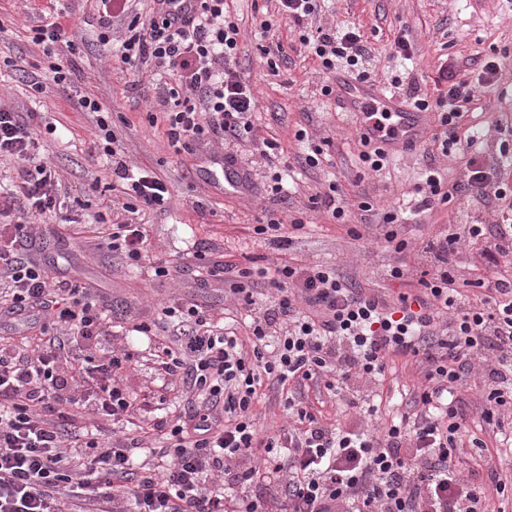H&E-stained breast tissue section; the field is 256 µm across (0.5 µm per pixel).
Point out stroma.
Listing matches in <instances>:
<instances>
[{"instance_id":"obj_1","label":"stroma","mask_w":512,"mask_h":512,"mask_svg":"<svg viewBox=\"0 0 512 512\" xmlns=\"http://www.w3.org/2000/svg\"><path fill=\"white\" fill-rule=\"evenodd\" d=\"M240 29L236 67L256 91L253 130L235 145L215 140L196 154L175 153L165 128L150 120L152 76L140 74L114 61V48L100 44V14L95 0H0V106L22 113L40 138V156L55 171L63 190L58 215L37 220L35 244L28 256L46 263L50 277L88 284L107 313L110 324L104 345L131 354L123 383L135 397L143 420L153 421L161 411L181 409L188 395L182 387H169V378L155 362L153 341L176 334L174 323L163 319L165 307L192 300L205 304L215 325L242 328L241 295L232 281L210 276L193 258L194 250H208L209 261L239 267H272L281 263L323 265L336 271L350 288L398 297L417 291L421 271L431 258L428 241L446 230L463 232L465 225L494 226L501 220L496 201L460 193L447 204L416 211V188L428 166L439 167L449 183L462 181L468 154H438L432 137L440 127L430 120L420 142L390 156L380 172L364 168L360 115L340 108L321 88L331 83L299 44L300 29L274 17L272 0H227ZM272 20V39L261 36L262 20ZM57 21L73 33L74 47L62 64L68 72L63 88L38 93L33 87L50 63L41 46L31 41V29ZM323 27L358 28L370 52L369 80L387 94L405 97L409 87L434 93L442 63L466 64L476 56L493 57L501 79L482 89L465 116L481 138L482 158L512 156V5L507 0H323L316 18ZM413 46L412 60L394 57L391 47L398 36ZM279 40L282 56L269 59L262 49ZM96 99L102 113L85 111L82 97ZM106 118L124 152L127 165L154 173L164 180L171 201L167 210L144 211L139 217L146 234V257L131 267L107 247L115 205L125 202L124 187L112 174V164L92 160L99 118ZM306 140H297L298 130ZM276 142L275 150L261 154L260 139ZM324 149L322 163H305L312 147ZM233 152L247 173V188L223 193L224 172L211 155ZM290 175V191L269 194L267 177L273 172ZM336 188L338 196L367 195L374 209L350 207L344 223H337L314 197ZM404 216L400 234L407 242L396 252L384 240L381 212ZM303 228L291 231L288 249L255 234L266 212ZM164 263L173 272L155 278L153 267ZM404 265L406 277L394 279L392 267ZM459 281L483 277L512 280V261H489L481 244L461 245L455 256ZM209 279L206 288L197 279ZM152 326V338L133 332L138 322ZM412 356L391 358L384 379L359 383L366 405L373 407V422L391 420L409 412L414 392L423 377Z\"/></svg>"}]
</instances>
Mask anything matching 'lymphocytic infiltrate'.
<instances>
[{
  "label": "lymphocytic infiltrate",
  "instance_id": "f902f5d3",
  "mask_svg": "<svg viewBox=\"0 0 512 512\" xmlns=\"http://www.w3.org/2000/svg\"><path fill=\"white\" fill-rule=\"evenodd\" d=\"M167 0H156L146 21L132 20L118 55L136 68L154 67L155 109L162 112L175 152L210 139L232 140L251 131L255 93L236 68L239 27L224 0H200V11L173 24ZM299 41L323 73L345 68L365 79L369 50L354 27L304 31ZM493 60L477 59L470 74L441 67L436 99L410 89L414 107L436 108L442 155L474 136L459 129L480 89L498 81ZM98 153L112 159L127 183L128 202L115 212L110 247L138 264L145 229L141 211L165 209L167 184L130 170L106 119L98 121ZM26 164L27 177L0 213L13 209L36 219L57 207L51 170L37 157L33 129L0 107V155ZM497 164L470 158L458 190L505 199ZM486 254L512 255V213L502 212L495 234L465 227ZM448 233L429 242L433 261L419 279L420 293L389 300L348 288L323 266L242 269L239 277L274 286L277 298L253 308L246 336L212 325L198 304L164 308L177 321L176 345L159 344L165 374L191 398L183 410L150 424L161 444L158 463H135L141 436L112 432L78 438L76 419L132 423L135 400L123 384L131 360L99 345L107 322L89 288L53 281L26 256L32 242L24 224L0 228V512H73L76 502L110 504L112 512H512V481L459 468L463 448L487 454L452 395L483 359L486 422L512 409V282L496 280L492 295L472 298L455 276L451 255L459 240ZM316 307L311 318L296 297ZM52 319L41 325L37 347L16 352L14 324L33 309ZM419 355L425 383L412 416L376 430L323 424L304 401L309 387L338 390L356 377L384 375L396 355ZM275 385L288 422L261 429L254 414L257 390Z\"/></svg>",
  "mask_w": 512,
  "mask_h": 512
}]
</instances>
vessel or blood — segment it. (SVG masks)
Segmentation results:
<instances>
[{"instance_id":"b4317fda","label":"vessel or blood","mask_w":512,"mask_h":512,"mask_svg":"<svg viewBox=\"0 0 512 512\" xmlns=\"http://www.w3.org/2000/svg\"><path fill=\"white\" fill-rule=\"evenodd\" d=\"M336 94L344 107L363 112L369 109L389 113L393 135L380 138V145L387 152L415 145L429 123V113L386 95L378 86L337 79Z\"/></svg>"}]
</instances>
